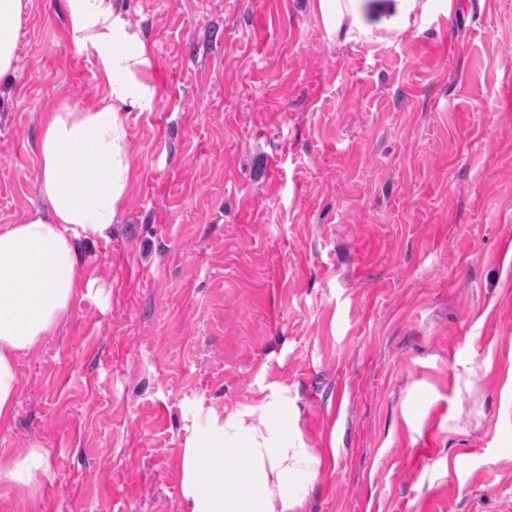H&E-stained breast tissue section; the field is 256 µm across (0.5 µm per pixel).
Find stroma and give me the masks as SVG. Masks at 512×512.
Here are the masks:
<instances>
[{
  "label": "stroma",
  "instance_id": "obj_1",
  "mask_svg": "<svg viewBox=\"0 0 512 512\" xmlns=\"http://www.w3.org/2000/svg\"><path fill=\"white\" fill-rule=\"evenodd\" d=\"M430 0L329 40L311 0H119L153 48L131 196L84 246L104 293L19 363L0 512H181L221 405L323 457L302 512H512V0ZM0 88V225L42 204L43 120L100 103L64 0ZM47 461L36 447L25 448L18 452L4 467L0 465V480H7L17 489L32 488L40 473H45Z\"/></svg>",
  "mask_w": 512,
  "mask_h": 512
}]
</instances>
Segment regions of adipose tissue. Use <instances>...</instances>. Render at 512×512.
I'll use <instances>...</instances> for the list:
<instances>
[{
	"label": "adipose tissue",
	"mask_w": 512,
	"mask_h": 512,
	"mask_svg": "<svg viewBox=\"0 0 512 512\" xmlns=\"http://www.w3.org/2000/svg\"><path fill=\"white\" fill-rule=\"evenodd\" d=\"M30 0H0V80L16 71L22 16ZM420 0H315L329 39L357 42L376 21L409 19ZM76 51L95 50L107 94L99 105L61 103L41 128L37 180L41 208L0 226V428L17 415L21 356L68 320L74 300L92 291L81 251L108 239L130 196L134 158L127 113L146 110L154 88L152 51L114 0H65ZM268 421L209 407L178 453L182 512H302L322 461L289 436L288 408L264 401ZM47 469L34 447L0 466V480L32 488Z\"/></svg>",
	"instance_id": "ef3b65f1"
}]
</instances>
